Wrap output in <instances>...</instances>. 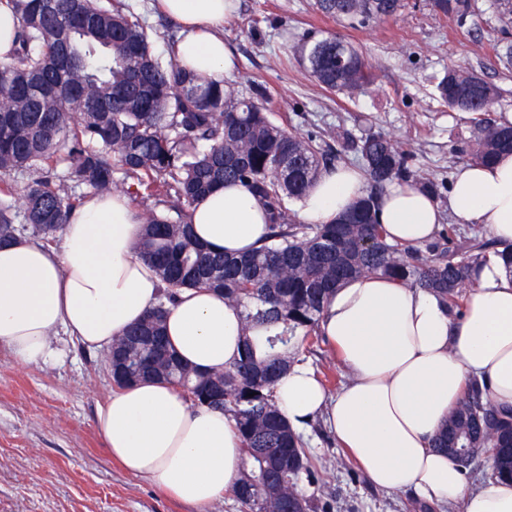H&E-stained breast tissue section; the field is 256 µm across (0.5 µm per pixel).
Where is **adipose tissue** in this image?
Listing matches in <instances>:
<instances>
[{
	"label": "adipose tissue",
	"mask_w": 512,
	"mask_h": 512,
	"mask_svg": "<svg viewBox=\"0 0 512 512\" xmlns=\"http://www.w3.org/2000/svg\"><path fill=\"white\" fill-rule=\"evenodd\" d=\"M182 26L181 64L222 78L234 58L224 21L237 0H157ZM365 192L352 167L325 171L299 203L309 224H326ZM458 224L487 225L500 247L512 245V154L493 164L457 167L448 208L418 188L392 184L378 219L390 241L419 246L439 230L442 213ZM197 239L224 253L251 251L268 235L263 206L241 184L207 195L189 214ZM139 214L117 193L94 194L62 231L60 248L23 237L0 247V345L23 365L58 358L66 332L85 348L111 347L125 328L157 305L160 281L135 252ZM462 317L432 291L379 274L343 282L327 300L319 329L348 375L333 395L313 368L296 362L275 385V398L298 432L324 419L369 480L387 492H412L439 512H512V482H469L432 440L468 384L512 408V272L496 254L471 271ZM244 312L205 288L182 290L170 306L166 338L179 359L201 372L224 370L240 345ZM96 425L113 458L200 512L231 491L242 439L223 412L193 406L169 384L146 379L98 408Z\"/></svg>",
	"instance_id": "ef3b65f1"
}]
</instances>
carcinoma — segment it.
I'll list each match as a JSON object with an SVG mask.
<instances>
[{
    "label": "carcinoma",
    "mask_w": 512,
    "mask_h": 512,
    "mask_svg": "<svg viewBox=\"0 0 512 512\" xmlns=\"http://www.w3.org/2000/svg\"><path fill=\"white\" fill-rule=\"evenodd\" d=\"M19 25L11 59L0 65V245L27 232L52 243L86 195L117 191L130 202H152L141 218L135 252L159 277L162 301L112 343L124 368L122 388L144 377L163 380L193 405L218 409L243 440L233 496L241 512H316L299 490L317 465L274 399L279 376L321 341L319 318L344 280L381 273L403 286L431 289L463 313L470 272L488 253L512 268V246L461 235L454 224L422 246L387 238L376 200L386 185L411 182L439 195L419 174L411 151L383 135L356 143L369 190L328 224H302L288 201L301 200L340 156L311 133L273 119L267 86L249 83L236 94L222 79L182 67L176 42L156 55L148 28L121 0H0ZM318 9L350 26L400 15L405 0H317ZM438 15L463 21L469 0H431ZM310 76L328 91L364 93L371 67L353 43L335 35L301 53ZM448 108L472 116L470 159L492 163L512 153V124L488 118L495 87L463 67L436 85ZM38 173L23 187L12 175ZM241 183L266 207L269 234L243 254L210 251L188 222L190 209L219 185ZM186 287L207 288L245 310L241 356L221 373L200 374L166 348L167 306ZM255 396H250V393ZM434 447L465 465L460 448L494 453L493 474L512 479V412L495 408L472 384Z\"/></svg>",
    "instance_id": "cac0c4a2"
}]
</instances>
